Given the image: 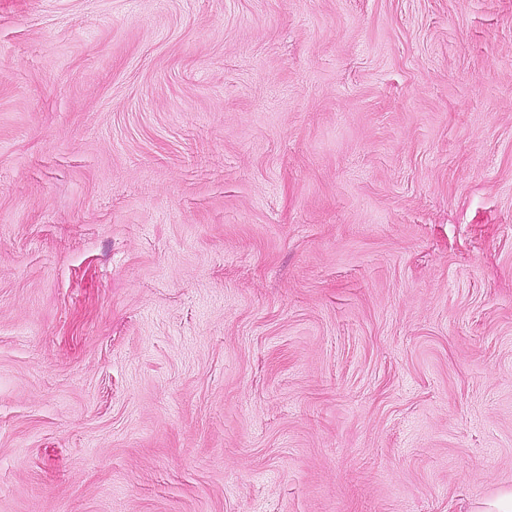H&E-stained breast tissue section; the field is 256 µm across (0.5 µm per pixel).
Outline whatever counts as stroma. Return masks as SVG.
<instances>
[{
  "mask_svg": "<svg viewBox=\"0 0 512 512\" xmlns=\"http://www.w3.org/2000/svg\"><path fill=\"white\" fill-rule=\"evenodd\" d=\"M511 486L512 0H0V512Z\"/></svg>",
  "mask_w": 512,
  "mask_h": 512,
  "instance_id": "stroma-1",
  "label": "stroma"
}]
</instances>
